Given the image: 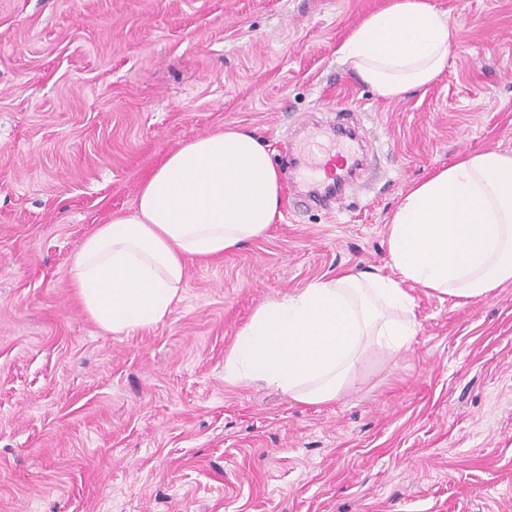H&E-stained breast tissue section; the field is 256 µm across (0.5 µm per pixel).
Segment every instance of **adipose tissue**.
Listing matches in <instances>:
<instances>
[{
  "label": "adipose tissue",
  "instance_id": "1",
  "mask_svg": "<svg viewBox=\"0 0 512 512\" xmlns=\"http://www.w3.org/2000/svg\"><path fill=\"white\" fill-rule=\"evenodd\" d=\"M457 30L430 0H390L338 49L380 97L395 100L440 74ZM267 148L237 129L169 152L133 212L99 225L72 255L84 311L113 334L162 321L191 260L241 248L280 215ZM392 275L344 272L259 306L224 360L231 384L260 381L295 402L329 404L358 381L366 356L410 349V286L465 305L512 282V154L469 152L415 185L388 224Z\"/></svg>",
  "mask_w": 512,
  "mask_h": 512
}]
</instances>
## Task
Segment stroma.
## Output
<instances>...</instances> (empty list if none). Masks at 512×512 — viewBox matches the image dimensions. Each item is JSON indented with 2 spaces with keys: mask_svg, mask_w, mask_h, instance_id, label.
Segmentation results:
<instances>
[{
  "mask_svg": "<svg viewBox=\"0 0 512 512\" xmlns=\"http://www.w3.org/2000/svg\"><path fill=\"white\" fill-rule=\"evenodd\" d=\"M388 2L0 0V512H512L511 282L464 306L411 287L410 350L370 352L336 402L224 380L260 305L389 273L404 194L512 153V0H430L457 40L394 101L336 54ZM340 112L373 168L341 210L301 207L288 148ZM227 127L268 148L280 218L192 262L163 321L103 331L72 254L169 151Z\"/></svg>",
  "mask_w": 512,
  "mask_h": 512,
  "instance_id": "35a3bbf8",
  "label": "stroma"
}]
</instances>
